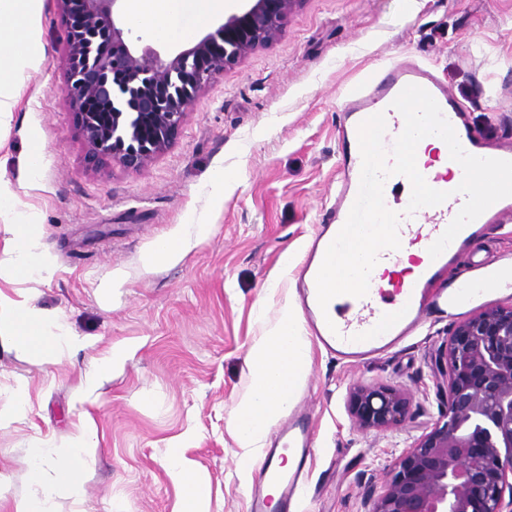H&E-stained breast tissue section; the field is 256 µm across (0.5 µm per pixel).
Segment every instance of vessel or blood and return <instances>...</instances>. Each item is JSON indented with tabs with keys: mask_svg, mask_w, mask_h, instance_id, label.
Returning <instances> with one entry per match:
<instances>
[{
	"mask_svg": "<svg viewBox=\"0 0 512 512\" xmlns=\"http://www.w3.org/2000/svg\"><path fill=\"white\" fill-rule=\"evenodd\" d=\"M409 85L428 91L443 115L453 126L463 149L474 156L512 160V148L489 143L466 119V107L448 90L433 71L425 65L399 59L378 72L365 77L360 87L351 90L340 109L339 138L341 140L340 177L336 182L334 202L327 208L325 223L316 235L311 255L302 266V306L313 330L314 340L327 352L341 360L360 362L392 349L419 326L427 312L449 316L461 307L473 303L476 297L512 282V269H494L481 260H470L468 277L443 282L445 271L468 249L485 225L503 216H512V197L491 205L478 218L464 227L439 257H431L430 246L441 236L465 202L456 193L453 181L464 173L455 161H448V174L420 166L419 171L434 189L448 192L443 203L423 207L406 214L404 204L391 203V210L400 212L398 225L399 249H385L379 254L370 275L366 296H345L342 302L321 309L317 300L316 276L325 252L347 220L358 195L361 155L358 142L360 124L381 113L386 119L385 148H392L404 129L403 116L393 108L398 94ZM416 250L415 271L402 279L398 267L402 252ZM278 448L269 449L257 471L258 492L253 493L250 512H267L266 488H274L282 512H293L301 488V477L315 454V437L302 408H295L278 432ZM287 450L293 458L289 470L276 464L279 450Z\"/></svg>",
	"mask_w": 512,
	"mask_h": 512,
	"instance_id": "b4317fda",
	"label": "vessel or blood"
}]
</instances>
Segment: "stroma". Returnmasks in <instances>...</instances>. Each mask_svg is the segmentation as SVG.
I'll list each match as a JSON object with an SVG mask.
<instances>
[{
    "instance_id": "stroma-1",
    "label": "stroma",
    "mask_w": 512,
    "mask_h": 512,
    "mask_svg": "<svg viewBox=\"0 0 512 512\" xmlns=\"http://www.w3.org/2000/svg\"><path fill=\"white\" fill-rule=\"evenodd\" d=\"M117 15L128 41L169 58L223 23L212 16L175 41ZM43 59L24 79L0 126V179L38 214L54 268L39 304L84 347L40 367L0 349V411L18 386L31 400L0 429V475L9 499L28 494L25 458L38 440L68 439L92 418L98 452L81 501L58 512H175L178 489L165 451L182 446L210 483V512H248L237 472L241 448L228 425L249 385L246 353L285 302L299 303L297 271L321 226L336 177L338 106L364 77L393 59L424 63L466 106L486 138L512 144V0H303L270 45L218 73L191 102L173 144L148 166L88 168L66 98L65 23L42 0ZM37 160V177L29 162ZM207 231L174 261L146 270L164 236ZM475 246L512 266V220L486 225ZM467 312L427 316L398 347L348 363L311 349L295 401L311 417L316 450L296 512H364L408 446L447 409L444 352ZM113 346L125 363L95 391L83 374ZM386 386L410 399L386 430L359 426L349 410L357 386Z\"/></svg>"
}]
</instances>
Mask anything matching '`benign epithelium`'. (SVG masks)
<instances>
[{
	"label": "benign epithelium",
	"instance_id": "1",
	"mask_svg": "<svg viewBox=\"0 0 512 512\" xmlns=\"http://www.w3.org/2000/svg\"><path fill=\"white\" fill-rule=\"evenodd\" d=\"M58 2L69 24L67 94L87 159L139 170L174 141L213 75L275 40L303 0H241L215 32L168 60L126 41L115 15L119 0ZM116 73L128 76L119 88ZM89 98L112 106L106 119L86 111ZM446 360L447 410L398 459L382 489L365 492V512H512V305L459 323ZM349 407L360 426L386 429L405 418L409 399L358 386Z\"/></svg>",
	"mask_w": 512,
	"mask_h": 512
}]
</instances>
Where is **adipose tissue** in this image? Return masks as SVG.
I'll return each mask as SVG.
<instances>
[{
    "instance_id": "adipose-tissue-1",
    "label": "adipose tissue",
    "mask_w": 512,
    "mask_h": 512,
    "mask_svg": "<svg viewBox=\"0 0 512 512\" xmlns=\"http://www.w3.org/2000/svg\"><path fill=\"white\" fill-rule=\"evenodd\" d=\"M41 0H0V49H7L8 62L0 67V124L10 119L18 89L26 72L41 58L38 16ZM225 0H129L134 22L152 30L159 38L183 36L187 18L205 23L223 11ZM16 190L0 181V218L9 217V237L0 249V279L27 284L22 298L0 292V341L42 365L57 362L63 350H76L83 342L55 314L37 304L36 283L51 272L45 258L38 224L33 214L16 210ZM310 342L298 313L284 305L277 324L250 345L246 364L250 386L234 409L231 426L243 461H250L271 427L286 412L298 386L310 369ZM98 439L93 427L83 425L67 442L51 440L30 448L26 458L34 495L15 500L12 512H57L58 499L80 500L83 474L97 454ZM166 464L180 492L178 512H208L207 479L185 457L182 449H169Z\"/></svg>"
}]
</instances>
